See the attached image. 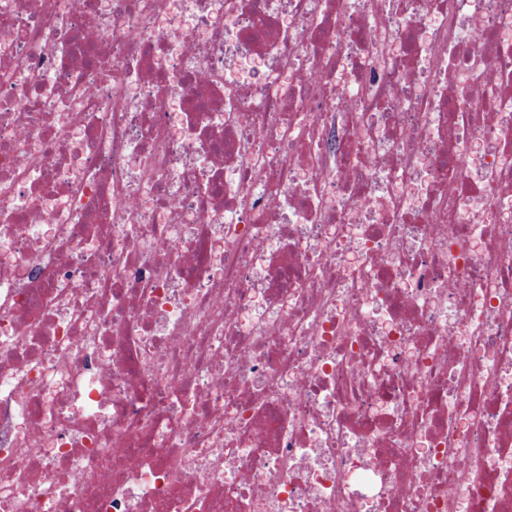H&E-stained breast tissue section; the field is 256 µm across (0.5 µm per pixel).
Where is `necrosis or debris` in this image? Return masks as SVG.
Listing matches in <instances>:
<instances>
[{
    "mask_svg": "<svg viewBox=\"0 0 512 512\" xmlns=\"http://www.w3.org/2000/svg\"><path fill=\"white\" fill-rule=\"evenodd\" d=\"M0 512H512V0H0Z\"/></svg>",
    "mask_w": 512,
    "mask_h": 512,
    "instance_id": "4bbe7bcc",
    "label": "necrosis or debris"
}]
</instances>
